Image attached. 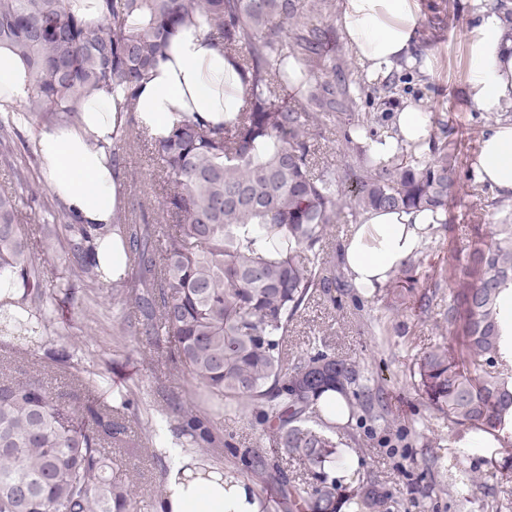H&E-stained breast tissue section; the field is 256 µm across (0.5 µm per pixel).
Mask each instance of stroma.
<instances>
[{
  "label": "stroma",
  "instance_id": "obj_1",
  "mask_svg": "<svg viewBox=\"0 0 512 512\" xmlns=\"http://www.w3.org/2000/svg\"><path fill=\"white\" fill-rule=\"evenodd\" d=\"M419 5L421 22L410 48L415 59L400 62L384 76L390 91L377 95L374 102H366L356 92L370 79L355 64L344 40H337L330 55L305 58L312 80L354 91L341 121L323 117L313 129L319 162L339 168L354 164L341 123L364 119L382 132L393 126L407 103L429 111L432 135H439L442 121L452 120L462 154L477 147L489 120L470 93L466 40L480 4L478 0H419ZM435 15L440 16V24H432ZM425 54L437 61L433 71L419 69L417 59ZM494 197L488 186L464 181L462 191L449 204L450 232L427 240L420 251L424 270L449 277L450 255L464 253L478 237L488 236L497 219L490 206ZM405 301L406 308L396 311L395 296L390 289L380 288L358 300L343 298L338 306L324 300L312 302L289 338V352L297 356L306 352L310 341H326L337 356L360 363L370 385L384 390L385 406L357 413L345 423L343 433L349 453L358 461L356 477H377L391 495V512H499L502 505L512 503V477L492 466L496 449L461 447L462 433L449 432L447 421L428 408L412 385L417 359L450 338L443 319L448 290L438 288L424 312L414 308V296H406ZM83 305L94 314L92 359L108 379L100 400L109 403L128 392L137 405L138 418L130 423V445L118 453L138 485L134 512H155L157 491L164 488L170 465L169 455L160 446L173 440V421L158 386L166 384L185 396L192 389L191 381L174 374L162 350L117 335V312L102 296H90ZM215 423L238 448L268 452V443L250 415L224 414ZM470 474L481 476L483 485L467 493L463 484Z\"/></svg>",
  "mask_w": 512,
  "mask_h": 512
}]
</instances>
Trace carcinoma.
Here are the masks:
<instances>
[{
	"instance_id": "obj_1",
	"label": "carcinoma",
	"mask_w": 512,
	"mask_h": 512,
	"mask_svg": "<svg viewBox=\"0 0 512 512\" xmlns=\"http://www.w3.org/2000/svg\"><path fill=\"white\" fill-rule=\"evenodd\" d=\"M88 20L70 0H0V45L26 66L31 94L26 117L45 130L72 123L95 93L123 91V123L112 136V169L142 144L157 162L162 192L152 201L129 193L112 224H79L59 216L56 241L38 258L29 251L25 223L35 195L0 192V281L15 297L0 301L19 311L3 316L4 331L32 338L56 336L49 370L68 380L53 392L43 368L6 373L17 350L0 339V512H132L138 493L116 455L128 438L133 401L109 405L95 397L103 375L74 362L85 340L71 333L83 294L102 292L135 311L116 320L123 336L166 350L213 412L252 414L272 453L305 465L314 482L303 487L276 461L250 449L230 476L258 485L273 482L276 496L263 512H390V494L375 478L338 484L329 478L341 462L343 441L319 399L341 394L349 412L376 395L360 366L317 343L288 360V337L316 299L336 302L353 287L326 258L330 224L371 210H432L448 214L459 179L460 146L444 135L404 148L383 161L369 143L381 133L363 123L344 133L358 171L316 167L310 128L315 113L336 118V99L311 95L290 106L288 58L295 48L319 54L326 31L313 27L283 38L284 24H300L297 0H97ZM205 27L246 85L235 119L212 125L203 118L176 124L165 138L141 127L134 102L178 28ZM16 109L0 112V145L16 133ZM26 157L10 163L19 185H29ZM504 217L488 241L452 270L444 320L459 356L437 344L415 363L414 387L451 428L471 430L512 446L501 433L512 427V375L499 369L500 296L512 287V206L491 202ZM116 233L127 257L124 273L106 279L97 240ZM64 264L54 262L57 251ZM422 261L401 262L393 288L413 290L429 275ZM181 446L205 452L238 449L213 430L193 397L167 395Z\"/></svg>"
}]
</instances>
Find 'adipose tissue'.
I'll return each mask as SVG.
<instances>
[{
  "instance_id": "1",
  "label": "adipose tissue",
  "mask_w": 512,
  "mask_h": 512,
  "mask_svg": "<svg viewBox=\"0 0 512 512\" xmlns=\"http://www.w3.org/2000/svg\"><path fill=\"white\" fill-rule=\"evenodd\" d=\"M420 18L418 0L340 4L347 45L371 77L387 74L409 56ZM466 53L475 104L496 117L480 138L472 171L498 196L512 199V121L501 118L512 109V24L503 13L489 6L477 11ZM243 91L232 62L210 46L205 28L187 26L172 36L138 95L136 111L141 125L164 136L176 122L196 116L223 123L237 112ZM30 93L23 61L0 47V102L14 105ZM116 119L114 96L100 94L82 104L77 125L38 138L50 189L87 224L112 221L122 176L113 171L106 148ZM396 125V136L374 143L377 153L390 156L399 143L429 138L430 122L419 105L401 108ZM440 219L426 210L365 213L344 244V265L355 287L370 293L383 286L403 260L419 252ZM157 512H261V507L247 482L186 455L169 471Z\"/></svg>"
}]
</instances>
